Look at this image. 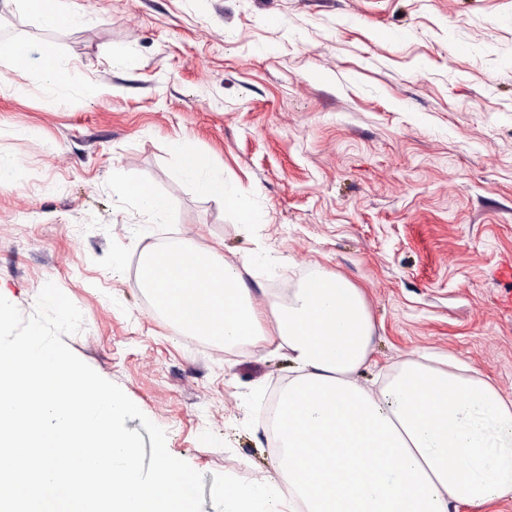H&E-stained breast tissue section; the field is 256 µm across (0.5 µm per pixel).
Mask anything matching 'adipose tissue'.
Here are the masks:
<instances>
[{
    "label": "adipose tissue",
    "instance_id": "1",
    "mask_svg": "<svg viewBox=\"0 0 512 512\" xmlns=\"http://www.w3.org/2000/svg\"><path fill=\"white\" fill-rule=\"evenodd\" d=\"M179 175L225 203L238 199L208 162L186 161ZM246 272L180 239L143 253L137 269L139 288L181 335L288 357L293 377L280 392L269 467L225 484L224 512H483L512 500V392L428 353L366 386L360 371L376 328L361 289L309 272L268 331L266 300L252 296Z\"/></svg>",
    "mask_w": 512,
    "mask_h": 512
}]
</instances>
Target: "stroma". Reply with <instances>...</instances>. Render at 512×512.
<instances>
[{
	"label": "stroma",
	"mask_w": 512,
	"mask_h": 512,
	"mask_svg": "<svg viewBox=\"0 0 512 512\" xmlns=\"http://www.w3.org/2000/svg\"><path fill=\"white\" fill-rule=\"evenodd\" d=\"M78 28L0 0V294L24 315L54 282L83 315L64 341L203 475L202 512L267 469L260 413L287 359L199 347L151 311L141 254L169 239L251 262L274 296L313 268L361 288L364 376L414 350L512 391V0H76ZM53 56L71 88L30 73ZM100 94L88 99L85 85ZM182 140L185 156L169 150ZM235 182V206L183 182L184 158ZM168 207L147 225L125 183ZM253 215L250 225L240 209Z\"/></svg>",
	"instance_id": "35a3bbf8"
}]
</instances>
